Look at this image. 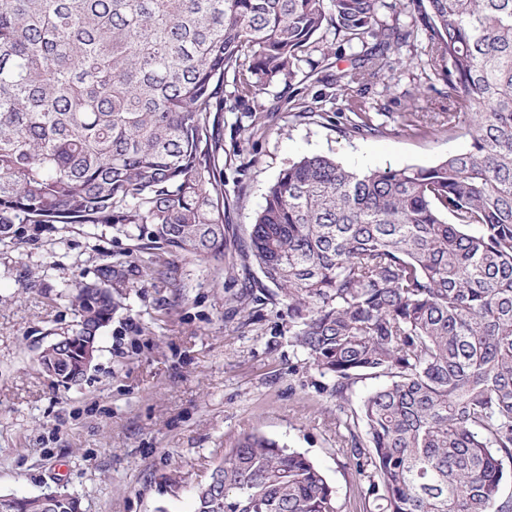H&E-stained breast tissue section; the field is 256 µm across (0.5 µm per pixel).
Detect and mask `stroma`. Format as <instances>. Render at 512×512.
<instances>
[{
	"label": "stroma",
	"mask_w": 512,
	"mask_h": 512,
	"mask_svg": "<svg viewBox=\"0 0 512 512\" xmlns=\"http://www.w3.org/2000/svg\"><path fill=\"white\" fill-rule=\"evenodd\" d=\"M331 57L309 51L323 83L301 78L261 96L267 129L224 96L225 222L246 234L264 194L289 164L326 155L363 171L431 167L466 151L464 130L427 136L346 138L337 112L290 120L288 100L336 91L353 46L329 38ZM447 86L419 66L371 80L364 95L384 122L411 101L446 106ZM109 264L125 280L122 306L97 341L82 381L45 373L38 352L77 320L68 291ZM242 269L215 275L204 263L143 248L112 224H19L0 239V493L77 496L83 512H195V491L244 432H258L309 458L336 492L338 512H366V478L343 443L348 413L382 386L367 378L337 408L334 381L309 367L294 345L288 302L254 289L239 297Z\"/></svg>",
	"instance_id": "1"
}]
</instances>
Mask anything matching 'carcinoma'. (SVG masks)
Segmentation results:
<instances>
[{
    "label": "carcinoma",
    "mask_w": 512,
    "mask_h": 512,
    "mask_svg": "<svg viewBox=\"0 0 512 512\" xmlns=\"http://www.w3.org/2000/svg\"><path fill=\"white\" fill-rule=\"evenodd\" d=\"M410 22H400L403 11ZM333 28L361 44L341 85L346 137L383 135L349 85L408 62L441 69L448 112L412 103L400 131L468 123L432 167L357 172L304 156L266 190L248 244L224 225V89L262 112ZM15 224H129L215 271L254 265L288 299L306 363L358 380L348 446L370 512H512V0H0V238ZM107 264L70 298V338L39 354L79 382V349L120 307ZM196 512H337L303 454L241 434ZM46 512H82L65 493Z\"/></svg>",
    "instance_id": "carcinoma-1"
}]
</instances>
